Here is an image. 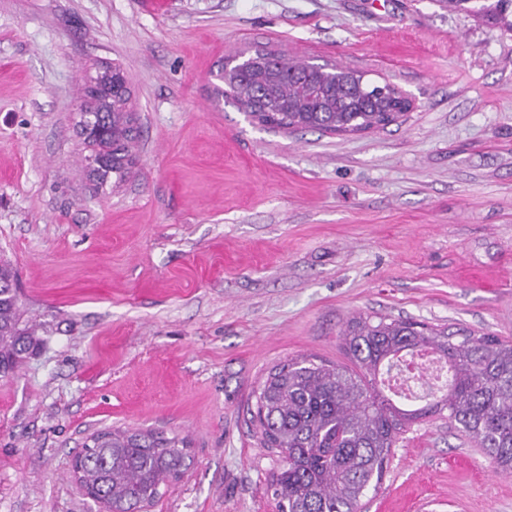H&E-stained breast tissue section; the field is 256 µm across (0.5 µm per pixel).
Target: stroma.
Wrapping results in <instances>:
<instances>
[{
    "instance_id": "stroma-1",
    "label": "stroma",
    "mask_w": 512,
    "mask_h": 512,
    "mask_svg": "<svg viewBox=\"0 0 512 512\" xmlns=\"http://www.w3.org/2000/svg\"><path fill=\"white\" fill-rule=\"evenodd\" d=\"M265 48L413 101L383 130L272 131L218 77ZM121 66L135 163L98 184L86 69ZM0 261L37 347L0 378V512H99L91 433L187 440L151 512H278L248 422L268 372L348 364L383 315L512 339V30L444 0H0ZM364 512H512L447 419L396 444Z\"/></svg>"
}]
</instances>
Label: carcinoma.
Returning <instances> with one entry per match:
<instances>
[{
	"label": "carcinoma",
	"instance_id": "1",
	"mask_svg": "<svg viewBox=\"0 0 512 512\" xmlns=\"http://www.w3.org/2000/svg\"><path fill=\"white\" fill-rule=\"evenodd\" d=\"M503 20L512 0L470 8ZM112 67V97L82 90L84 161L98 182L122 178L134 162L130 91ZM220 78L242 110L264 126L282 130L352 133L385 128L410 111L408 97L388 84L362 80L348 68L290 62L256 50L244 72L224 64ZM15 273L0 264V374L13 372L31 347L20 328ZM354 363L295 359L271 369L255 392L253 419L263 444L286 465L270 484L279 512H362L368 489H378L399 436L434 415L448 420L482 448L495 468L512 472V341L490 333H461L401 317H360L341 333ZM425 352L448 365L446 389L414 409L397 406L376 389L377 377L398 357ZM83 481L112 512H141L154 504L166 481L182 474L189 459L185 440L148 429L104 428L93 447H83Z\"/></svg>",
	"mask_w": 512,
	"mask_h": 512
}]
</instances>
